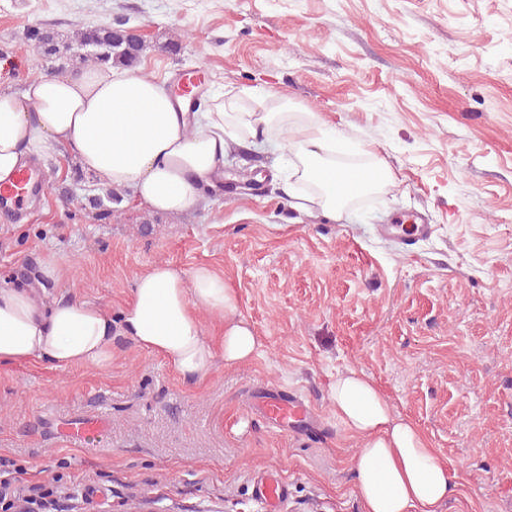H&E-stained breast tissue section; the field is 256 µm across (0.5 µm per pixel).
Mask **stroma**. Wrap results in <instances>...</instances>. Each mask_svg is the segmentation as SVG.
Listing matches in <instances>:
<instances>
[{
    "mask_svg": "<svg viewBox=\"0 0 512 512\" xmlns=\"http://www.w3.org/2000/svg\"><path fill=\"white\" fill-rule=\"evenodd\" d=\"M127 30L136 71L175 83L204 64L199 101L258 82L336 126L337 162L381 159L393 187L355 196L339 221L293 208L276 148L233 146L224 187L190 211L105 197L41 159L45 197L0 213V286L56 258L52 293L119 315L156 262L224 276L261 338L253 361L188 383L121 336L104 370L0 364V457L26 484L61 476L57 512H265L253 479L276 471L280 512H363L359 451L330 385L363 372L457 473L444 512H512V0H0V91L51 74L41 25ZM433 224L424 239L415 218ZM294 391L316 418L282 430L254 408ZM105 428L86 445L62 423Z\"/></svg>",
    "mask_w": 512,
    "mask_h": 512,
    "instance_id": "stroma-1",
    "label": "stroma"
}]
</instances>
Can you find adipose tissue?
<instances>
[{
  "label": "adipose tissue",
  "mask_w": 512,
  "mask_h": 512,
  "mask_svg": "<svg viewBox=\"0 0 512 512\" xmlns=\"http://www.w3.org/2000/svg\"><path fill=\"white\" fill-rule=\"evenodd\" d=\"M277 108H267V101ZM281 151L289 177L307 185L301 206L335 218L353 198L382 191L395 178L381 161L352 168L337 163L336 130L316 116L288 121V95L255 87L248 98L228 90L212 96L207 111L157 80L120 68L88 67L63 76H39L19 95L0 94V182L32 156L63 147L95 186L129 191L151 209L181 214L205 186L224 179L232 146ZM61 269L42 262L33 283L0 288V363H46L102 369L112 363V339L122 336L164 357L188 382L204 379L216 356L225 365L250 363L260 346L239 314L237 296L223 276L202 266L185 272L152 264L135 280L133 300L120 323L80 299L48 298ZM223 323L221 349L205 336L201 315ZM331 406L360 451L357 490L364 512H441L456 486L448 462L411 419L396 414L380 388L350 369L330 386Z\"/></svg>",
  "instance_id": "ef3b65f1"
}]
</instances>
